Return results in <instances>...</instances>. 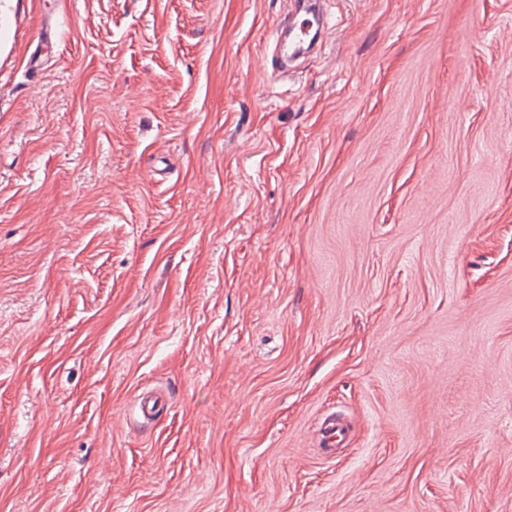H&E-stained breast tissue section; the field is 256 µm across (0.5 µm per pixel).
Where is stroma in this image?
Returning <instances> with one entry per match:
<instances>
[{
	"mask_svg": "<svg viewBox=\"0 0 512 512\" xmlns=\"http://www.w3.org/2000/svg\"><path fill=\"white\" fill-rule=\"evenodd\" d=\"M288 2L0 0V512H512V0ZM323 3L324 0H294L293 9L283 26V30L288 29L292 49L288 60L308 54L318 43L322 46L331 35L334 26H329L324 17ZM307 42V48L299 46ZM348 433V428L339 419L331 418L323 424V438L325 457H334L336 453V445H339L345 439Z\"/></svg>",
	"mask_w": 512,
	"mask_h": 512,
	"instance_id": "1",
	"label": "stroma"
}]
</instances>
